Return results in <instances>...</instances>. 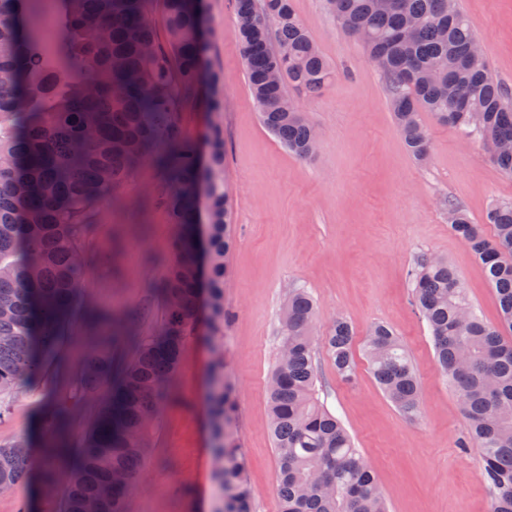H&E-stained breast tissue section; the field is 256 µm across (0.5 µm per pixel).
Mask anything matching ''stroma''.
<instances>
[{
  "label": "stroma",
  "instance_id": "35a3bbf8",
  "mask_svg": "<svg viewBox=\"0 0 512 512\" xmlns=\"http://www.w3.org/2000/svg\"><path fill=\"white\" fill-rule=\"evenodd\" d=\"M492 72L512 87V0H460ZM293 6L336 78L300 104L318 127L315 154L288 152L260 121L235 39L229 0H203L206 66L224 78V173L236 244L227 256L224 302L234 314L224 348L235 382L233 432L246 455L255 512H278L277 455L269 429L267 390L279 351L280 308L289 288H308L318 308L315 358L320 402L339 418L371 465L389 512H489L478 477V453L467 434L459 397L434 359L425 322L412 305L408 271L420 254L447 260L487 321L497 303L481 265L448 226L445 201L472 223L496 202L512 200V178L490 162L477 138L425 117L426 163L405 148L383 75L362 44L327 13L323 0ZM161 180L142 163L92 218L82 254L87 308L134 314L130 333L149 336L164 319L158 292L170 264L173 227L154 201ZM353 326L356 378L344 383L325 344L336 318ZM390 325L419 376L421 409L405 418L369 373L362 343L369 327ZM88 341L76 323L57 360L31 388L9 399L0 442L35 434L48 395L70 390ZM211 348L198 336L183 352L172 399L150 433L146 468L125 512H210L211 428L206 409Z\"/></svg>",
  "mask_w": 512,
  "mask_h": 512
}]
</instances>
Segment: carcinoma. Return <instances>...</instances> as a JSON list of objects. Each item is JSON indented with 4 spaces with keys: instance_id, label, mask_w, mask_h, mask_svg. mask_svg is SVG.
Returning a JSON list of instances; mask_svg holds the SVG:
<instances>
[{
    "instance_id": "1",
    "label": "carcinoma",
    "mask_w": 512,
    "mask_h": 512,
    "mask_svg": "<svg viewBox=\"0 0 512 512\" xmlns=\"http://www.w3.org/2000/svg\"><path fill=\"white\" fill-rule=\"evenodd\" d=\"M29 0H0V418L6 398L35 383L55 354L80 298V263L91 216L140 162L161 171L155 201L179 228L161 294L164 323L155 336H128L129 315L91 340L76 377L79 398L106 393L84 434L79 459L65 476L60 506L45 512H124L127 493L144 471V448L184 349L195 338L201 296L214 357L206 406L214 459L212 512H252L245 457L229 430L237 411L224 354L225 257L233 245L224 185V79L209 75L205 106L212 115L207 154L184 135L178 115L197 102L204 43L194 0H162L167 46L156 40L148 0H59L63 21L56 60L24 26ZM343 30L362 33L366 59L388 82L393 119L407 150L422 164L430 141L422 113L474 135L492 163L512 177V88L489 64L472 66L477 39L461 9L448 0H324ZM239 53L264 126L300 159L316 149L318 132L289 89L321 93L336 72L296 13L292 0H230ZM208 201L200 237L198 187ZM452 232L479 259L493 288L498 321L483 319L445 261L420 256L410 271L413 305L427 324L435 358L458 394L468 424L462 448L479 450V478L490 512H512V201L487 214L493 235L446 204ZM205 240L204 275L196 269ZM317 311L308 289H288L281 311V349L268 385V416L277 454L278 512H387L371 466L342 423L316 398L313 329ZM354 331L336 319L325 336L336 374L355 375ZM133 356L116 373L112 350ZM363 351L373 379L407 418L419 411L420 382L395 332L372 325ZM68 400L40 417L45 486L56 487L59 429ZM34 461L23 436L0 443V487L15 489Z\"/></svg>"
}]
</instances>
